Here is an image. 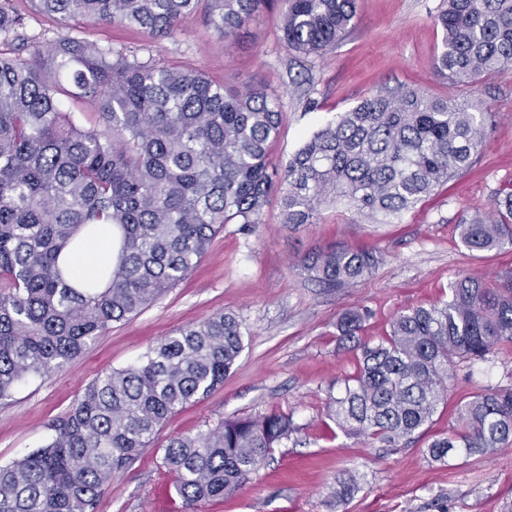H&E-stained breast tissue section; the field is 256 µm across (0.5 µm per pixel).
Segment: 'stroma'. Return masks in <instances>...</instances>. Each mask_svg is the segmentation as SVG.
<instances>
[{
  "mask_svg": "<svg viewBox=\"0 0 512 512\" xmlns=\"http://www.w3.org/2000/svg\"><path fill=\"white\" fill-rule=\"evenodd\" d=\"M440 2L356 0L357 26L321 57H304L281 42L275 7L230 47L199 14L159 44L148 32L116 26L79 24L69 34L159 65L203 71L230 87L263 83L282 106L271 151L273 162L282 164L307 134L370 93H447L434 68L441 31L432 16ZM11 3L24 25L18 35H0V53H13L23 37L55 36L56 22L31 0ZM476 92L493 121L484 127L480 152L467 171L388 221L372 223L337 204L323 207L316 223L288 226L273 203L255 228L225 225L188 279L136 316L110 325L63 369L21 385L0 403V464L42 446L49 423L101 374L139 362L160 339L224 312L241 322L244 350L223 386L170 416L152 446L112 477L95 512H175L181 501L161 465L169 438L205 434L225 419L273 410L293 420L295 433L236 494L201 501L195 512H512V447L460 455L445 464L425 453L436 436L447 434L458 400L512 384V346L486 360L458 364L447 407L438 409L412 443L391 446L326 428L329 399L356 365L355 350L338 339L340 313L365 311L359 338L374 344L398 313L445 299L458 275L488 278L512 269V250L469 251L456 230L487 211L512 182V70L482 78ZM332 244L373 252V274L345 288L309 279L297 265L299 257ZM347 471L358 472L361 480L349 502L339 506L330 493Z\"/></svg>",
  "mask_w": 512,
  "mask_h": 512,
  "instance_id": "1",
  "label": "stroma"
}]
</instances>
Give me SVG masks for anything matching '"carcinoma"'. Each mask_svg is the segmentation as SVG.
I'll list each match as a JSON object with an SVG mask.
<instances>
[{
	"label": "carcinoma",
	"mask_w": 512,
	"mask_h": 512,
	"mask_svg": "<svg viewBox=\"0 0 512 512\" xmlns=\"http://www.w3.org/2000/svg\"><path fill=\"white\" fill-rule=\"evenodd\" d=\"M0 0V33L23 17ZM63 33L0 54V402L24 381L62 369L112 323L139 314L184 280L226 224L259 223L271 200L281 223L313 224L322 206L344 204L371 221L400 216L475 162L492 121L470 92L512 67V0H442L439 76L458 93L378 91L313 132L285 166L269 161L281 125L277 96L249 81L230 89L204 72L158 66L65 34L72 24L137 27L158 42L201 13L226 46L271 0H33ZM288 49L322 56L355 27V0H279ZM86 101L85 125L65 100ZM112 224L120 252L110 285L92 273L73 287L59 255L83 228ZM470 251L512 248V186L487 212L458 225ZM366 251L328 247L299 259L325 288L373 273ZM448 299L402 312L374 345L358 336L365 314L343 312V342L357 368L331 397L328 419L347 436L397 444L424 432L456 363L484 361L512 343V271L463 276ZM243 351L240 323L216 314L153 345L144 359L95 379L50 425L39 449L0 465V512H94L112 475L126 470L164 421L207 398ZM296 430L269 412L220 422L205 435L169 439L163 466L181 512L229 496L257 475ZM512 446V384L461 401L448 436L428 444L445 463ZM358 477L336 481L349 501Z\"/></svg>",
	"instance_id": "carcinoma-1"
}]
</instances>
